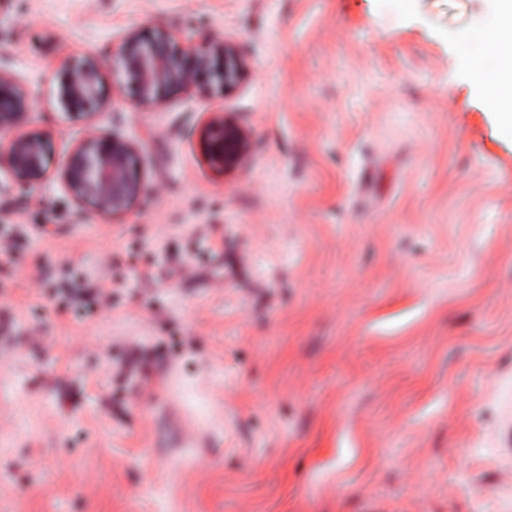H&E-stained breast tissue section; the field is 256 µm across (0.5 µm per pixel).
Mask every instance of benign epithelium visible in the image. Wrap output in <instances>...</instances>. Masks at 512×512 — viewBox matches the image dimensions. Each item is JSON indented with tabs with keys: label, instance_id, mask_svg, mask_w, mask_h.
I'll return each instance as SVG.
<instances>
[{
	"label": "benign epithelium",
	"instance_id": "7a95c632",
	"mask_svg": "<svg viewBox=\"0 0 512 512\" xmlns=\"http://www.w3.org/2000/svg\"><path fill=\"white\" fill-rule=\"evenodd\" d=\"M185 38L186 46L179 49L163 29L131 31L123 37L112 68L127 77L138 105L155 107L191 88L226 93L239 83L244 63L236 48L224 42L194 44L189 32ZM60 79L66 114L91 118L94 111L110 104L96 63L67 67ZM28 108L24 85L0 70V162H5L12 180L25 188L49 177L52 155L45 135L20 130ZM202 145L209 164L219 169L236 166L249 149L246 133L222 117L207 123ZM60 177L76 199L99 214L127 210L146 194L133 145L101 133L91 121Z\"/></svg>",
	"mask_w": 512,
	"mask_h": 512
}]
</instances>
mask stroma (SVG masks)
Masks as SVG:
<instances>
[{
	"label": "stroma",
	"instance_id": "35a3bbf8",
	"mask_svg": "<svg viewBox=\"0 0 512 512\" xmlns=\"http://www.w3.org/2000/svg\"><path fill=\"white\" fill-rule=\"evenodd\" d=\"M18 3L51 171L91 59L160 190L102 216L0 169V512H512V132L466 51L496 0ZM190 24L241 80L139 109L113 51ZM202 145L209 164L219 169L236 166L249 149L246 133L223 117H214L207 123Z\"/></svg>",
	"mask_w": 512,
	"mask_h": 512
}]
</instances>
